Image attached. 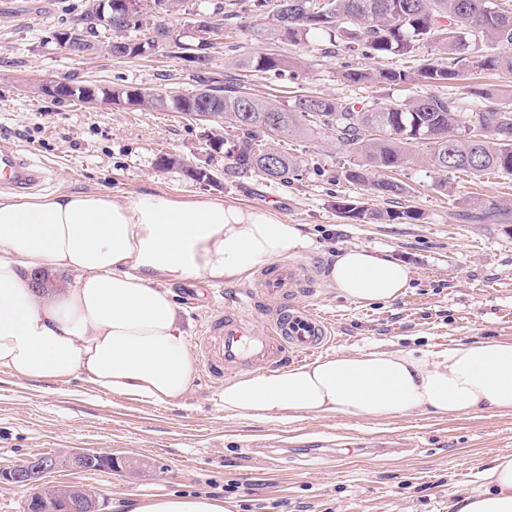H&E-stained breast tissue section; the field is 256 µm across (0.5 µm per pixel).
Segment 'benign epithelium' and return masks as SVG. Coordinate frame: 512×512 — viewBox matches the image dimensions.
I'll return each instance as SVG.
<instances>
[{
    "mask_svg": "<svg viewBox=\"0 0 512 512\" xmlns=\"http://www.w3.org/2000/svg\"><path fill=\"white\" fill-rule=\"evenodd\" d=\"M118 6L126 14L141 12L145 9L146 0H89L85 14L73 28L67 29L56 39L57 45L69 51L82 49L102 56H112V41L97 42L88 37L89 31L98 28L112 29V6ZM216 26L215 15L198 13L190 16L184 23L181 36L201 38L202 34L213 33ZM39 96L57 98L72 93L84 104L99 107H122L140 109L142 105L127 100L122 93L115 92L112 87L96 84L74 85L67 80L46 79L32 88ZM74 467L86 471L113 469L112 453L100 451H74L62 456L31 457L19 465L0 468V483L27 484L37 488L44 499L58 500L65 512H100V505L95 496L79 485H57L46 481L48 474L60 468Z\"/></svg>",
    "mask_w": 512,
    "mask_h": 512,
    "instance_id": "7a95c632",
    "label": "benign epithelium"
}]
</instances>
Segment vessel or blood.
Returning a JSON list of instances; mask_svg holds the SVG:
<instances>
[{
    "mask_svg": "<svg viewBox=\"0 0 512 512\" xmlns=\"http://www.w3.org/2000/svg\"><path fill=\"white\" fill-rule=\"evenodd\" d=\"M46 179L41 165L7 140H0V187L24 192ZM313 277L297 264L261 271L257 287L228 295L224 312L208 324L199 339L202 372L220 377L228 370H265L287 363L295 353H311L325 345L327 319L314 308L288 304V297L311 296ZM264 317L265 329L255 325Z\"/></svg>",
    "mask_w": 512,
    "mask_h": 512,
    "instance_id": "obj_1",
    "label": "vessel or blood"
}]
</instances>
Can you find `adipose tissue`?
<instances>
[{"mask_svg":"<svg viewBox=\"0 0 512 512\" xmlns=\"http://www.w3.org/2000/svg\"><path fill=\"white\" fill-rule=\"evenodd\" d=\"M310 246L300 225L271 209L146 192L0 195V369L34 381L78 377L98 391L177 404L195 372L167 281L236 282ZM39 272L75 274L37 291ZM328 283L359 304L396 301L408 267L353 247ZM224 413L258 421L285 414L376 420L416 412L457 418L512 413V339L487 337L439 353L344 351L288 368L230 377ZM485 492L457 496L448 512H512V455L487 472ZM134 512H225L207 495H157Z\"/></svg>","mask_w":512,"mask_h":512,"instance_id":"adipose-tissue-1","label":"adipose tissue"}]
</instances>
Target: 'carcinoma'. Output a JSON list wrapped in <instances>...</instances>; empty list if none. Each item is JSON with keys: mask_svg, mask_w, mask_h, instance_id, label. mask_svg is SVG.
Segmentation results:
<instances>
[{"mask_svg": "<svg viewBox=\"0 0 512 512\" xmlns=\"http://www.w3.org/2000/svg\"><path fill=\"white\" fill-rule=\"evenodd\" d=\"M205 12L218 16L222 26L245 13L258 16L250 28L251 39L276 40L290 46L312 47L328 39L323 53L335 45L361 48L369 59L389 56L413 62L411 66L371 69L343 65L341 78L354 84L398 87L424 83L465 85L484 99L483 106L462 112L456 99L436 93L400 99L394 96L367 103L298 95L290 105L277 95L258 97L244 91L237 78L220 81L205 76L211 62L206 47L193 57L175 50L168 55L197 65L204 76L201 87L208 100L182 96L174 100L155 97L144 88L120 85L124 96L146 100V106L163 112H183L198 121L221 122L229 137L214 139L224 148V174L234 178L258 176L286 185L297 179L300 164L277 142L326 131L343 149L361 157L345 169L350 183L367 187L370 197L385 203L340 198L333 207L343 217L366 224H414L423 213L394 203L410 193L391 173L418 160L414 147L424 145L423 157L437 174L435 184L448 189L447 174H480L496 170L512 174V85L484 91L466 84L474 70L512 74V4L509 0H207ZM171 43L169 24L151 26L148 13L112 24L114 47L134 55L141 40ZM434 49L430 55L427 48ZM225 64L233 69L282 74L301 68L295 58L278 53L232 54ZM278 156L277 165H265L266 155Z\"/></svg>", "mask_w": 512, "mask_h": 512, "instance_id": "1", "label": "carcinoma"}]
</instances>
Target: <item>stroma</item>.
I'll use <instances>...</instances> for the list:
<instances>
[{
	"label": "stroma",
	"mask_w": 512,
	"mask_h": 512,
	"mask_svg": "<svg viewBox=\"0 0 512 512\" xmlns=\"http://www.w3.org/2000/svg\"><path fill=\"white\" fill-rule=\"evenodd\" d=\"M83 3L0 0V138L46 167L39 193L102 190L121 198L159 191L270 206L285 223L302 225L312 241L298 260L313 272V297L332 321L328 353L441 351L461 341L512 338V175L455 172L442 192L429 168L405 165L399 173L411 189L405 202L424 214L416 224L340 217L336 198L368 193L343 179L354 157L323 132L283 142L302 165L292 184L224 176V153L213 147L224 133L217 124L178 112L60 105L28 93V85L48 78L172 92L198 86L195 68L162 48L135 59L67 55L50 38L72 24ZM271 48L302 60L298 79L247 72V92L273 93L286 105L299 94L367 102L389 93L383 84L342 80V63L373 67L361 52L324 55L277 42ZM163 154L206 169L211 181L159 168ZM487 199L508 203L500 220L477 221ZM354 246L408 266L411 282L399 299L358 305L329 287L331 263ZM171 289L190 348L198 350L209 321L223 314L230 286L185 281ZM223 388V379L198 372L181 402L150 405L100 393L76 377L30 381L2 370L0 467L40 453L111 452L119 460L113 470L62 468L47 477L86 487L103 512H132L146 497L165 493L218 497L226 512H448L454 495L482 489V472L512 455V413H416L385 421L293 413L282 421H252L225 416ZM127 457L150 462V473L126 471Z\"/></svg>",
	"instance_id": "obj_1"
}]
</instances>
